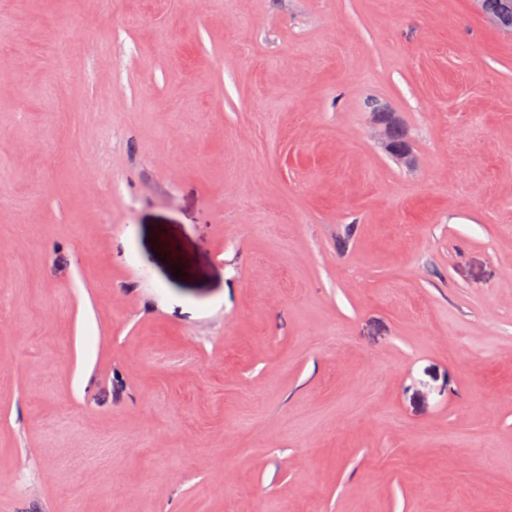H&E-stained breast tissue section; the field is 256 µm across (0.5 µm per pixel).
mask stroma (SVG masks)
<instances>
[{"label": "stroma", "mask_w": 512, "mask_h": 512, "mask_svg": "<svg viewBox=\"0 0 512 512\" xmlns=\"http://www.w3.org/2000/svg\"><path fill=\"white\" fill-rule=\"evenodd\" d=\"M456 493L512 512V37L474 0H0V512ZM394 127L395 121L391 113L387 112L384 107L381 106L374 111L373 134L375 139L378 140L400 164L410 167L413 164V159L409 150L393 139L392 132Z\"/></svg>", "instance_id": "1"}]
</instances>
